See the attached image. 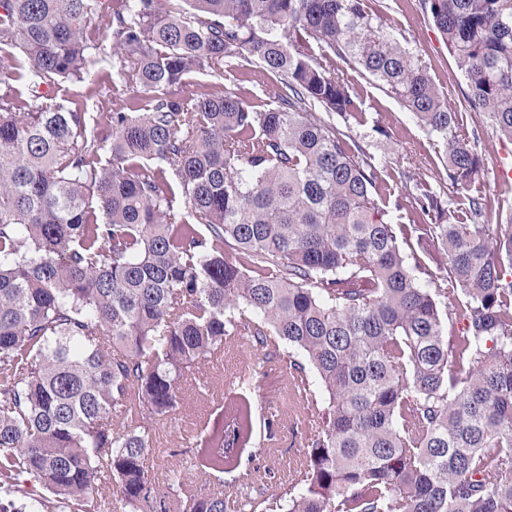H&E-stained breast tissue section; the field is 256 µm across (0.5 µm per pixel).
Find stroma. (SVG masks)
Returning a JSON list of instances; mask_svg holds the SVG:
<instances>
[{
    "mask_svg": "<svg viewBox=\"0 0 512 512\" xmlns=\"http://www.w3.org/2000/svg\"><path fill=\"white\" fill-rule=\"evenodd\" d=\"M375 11L384 12L401 42L415 54L433 61L431 76L436 85L447 94L452 107H459L465 82L458 72L447 47L433 24L420 9L419 0H367ZM100 50L95 63L89 66L83 83H63L56 95L60 104L77 101L91 112H112L122 108V101L112 95V81L119 65L112 53V38L108 32L99 35ZM348 77L361 95L359 106L364 121L332 116L331 121L349 137L350 144L360 146L366 156L377 165L399 162L413 172L416 178L440 186L445 176L442 152L433 134L424 130L410 112L377 82L361 71H349ZM481 158L477 187L484 189L490 206L512 207V187L498 186L495 172L502 162L512 160V144L502 143L483 132L476 146ZM263 368L265 382L255 396L262 407L277 409L281 415V433L278 442L251 451V465L259 473L275 478L288 476L290 466L303 457L307 428L304 412L288 402L287 383L278 360H262L244 342L226 347L221 358L202 363L197 379L209 382L210 390L202 394L197 390V379L183 385V401L171 419L153 427L156 451L150 460V471L163 476L176 460L170 452L184 444L186 435L204 428H218L224 423V388L230 376L255 368Z\"/></svg>",
    "mask_w": 512,
    "mask_h": 512,
    "instance_id": "1",
    "label": "stroma"
}]
</instances>
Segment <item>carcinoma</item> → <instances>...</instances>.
<instances>
[{"label": "carcinoma", "instance_id": "carcinoma-1", "mask_svg": "<svg viewBox=\"0 0 512 512\" xmlns=\"http://www.w3.org/2000/svg\"><path fill=\"white\" fill-rule=\"evenodd\" d=\"M420 5L469 125L365 0H0L30 90L0 86V512H512V210L472 190L479 128L512 143V0ZM103 24L125 107L52 102ZM245 63L273 100L183 94ZM353 68L436 136L448 188L401 171L379 205L381 168L317 115L356 114ZM403 198L422 223L393 221ZM239 339L315 418L299 468L252 492L244 450L279 419L244 374L156 481L153 425ZM186 468L233 478L188 489Z\"/></svg>", "mask_w": 512, "mask_h": 512}]
</instances>
